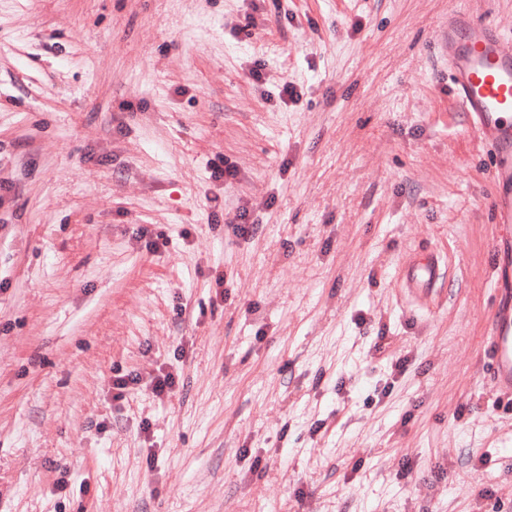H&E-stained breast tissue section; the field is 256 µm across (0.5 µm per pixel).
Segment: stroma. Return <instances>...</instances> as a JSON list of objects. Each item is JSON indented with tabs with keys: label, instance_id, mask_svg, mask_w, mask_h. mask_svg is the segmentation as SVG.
<instances>
[{
	"label": "stroma",
	"instance_id": "35a3bbf8",
	"mask_svg": "<svg viewBox=\"0 0 512 512\" xmlns=\"http://www.w3.org/2000/svg\"><path fill=\"white\" fill-rule=\"evenodd\" d=\"M452 13L0 0V512H512ZM439 273L438 259L434 256L417 257L412 260L405 273L406 288L428 291Z\"/></svg>",
	"mask_w": 512,
	"mask_h": 512
}]
</instances>
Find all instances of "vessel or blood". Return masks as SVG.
Listing matches in <instances>:
<instances>
[{"label": "vessel or blood", "instance_id": "obj_1", "mask_svg": "<svg viewBox=\"0 0 512 512\" xmlns=\"http://www.w3.org/2000/svg\"><path fill=\"white\" fill-rule=\"evenodd\" d=\"M448 78L470 118V129L492 148L495 223L512 225V40L489 23L448 17ZM496 288L487 338L488 372L503 401L512 402V232L492 244ZM439 273L436 257L412 260L406 287L426 290Z\"/></svg>", "mask_w": 512, "mask_h": 512}]
</instances>
